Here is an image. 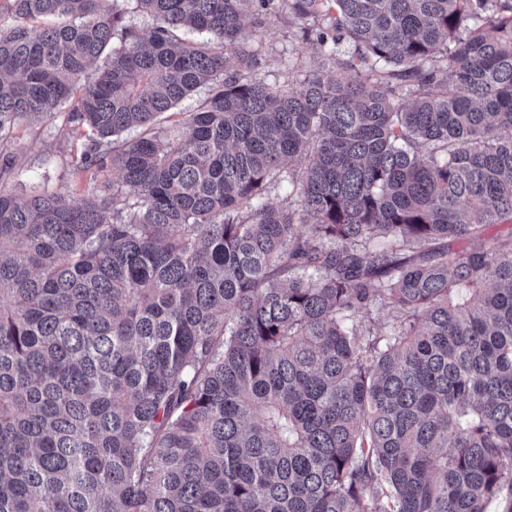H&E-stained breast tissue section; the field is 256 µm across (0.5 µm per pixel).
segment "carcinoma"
I'll use <instances>...</instances> for the list:
<instances>
[{
	"instance_id": "obj_1",
	"label": "carcinoma",
	"mask_w": 512,
	"mask_h": 512,
	"mask_svg": "<svg viewBox=\"0 0 512 512\" xmlns=\"http://www.w3.org/2000/svg\"><path fill=\"white\" fill-rule=\"evenodd\" d=\"M22 121L112 182L0 189V512H512V0H0ZM246 32L248 45L262 61L256 75L267 83L283 82L288 66L293 68V79L301 80L317 61L316 47L301 38L298 24L275 19L260 32Z\"/></svg>"
}]
</instances>
